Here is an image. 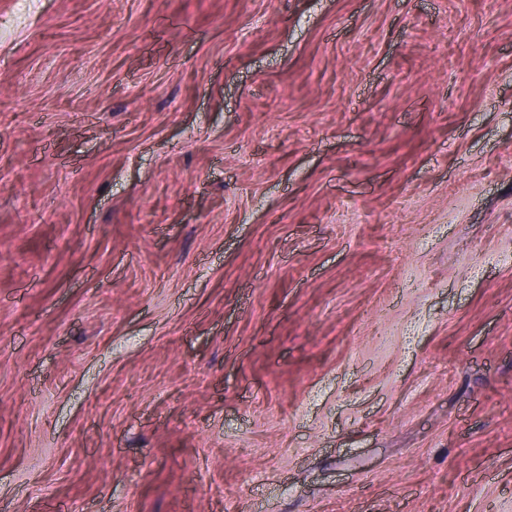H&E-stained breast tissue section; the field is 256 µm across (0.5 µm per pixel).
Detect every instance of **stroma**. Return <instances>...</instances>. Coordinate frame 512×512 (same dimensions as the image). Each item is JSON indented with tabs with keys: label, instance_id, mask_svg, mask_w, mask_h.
Here are the masks:
<instances>
[{
	"label": "stroma",
	"instance_id": "35a3bbf8",
	"mask_svg": "<svg viewBox=\"0 0 512 512\" xmlns=\"http://www.w3.org/2000/svg\"><path fill=\"white\" fill-rule=\"evenodd\" d=\"M0 512H512V0H0Z\"/></svg>",
	"mask_w": 512,
	"mask_h": 512
}]
</instances>
